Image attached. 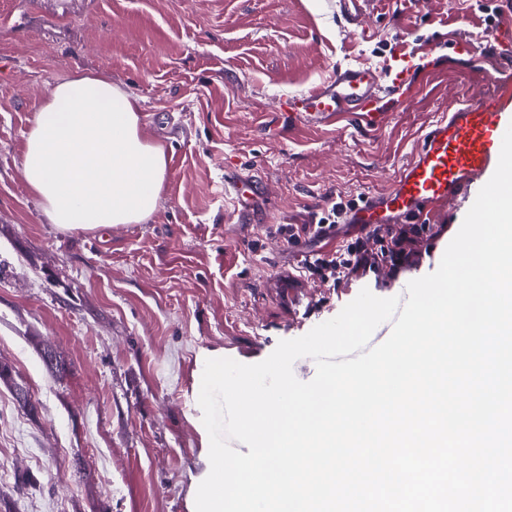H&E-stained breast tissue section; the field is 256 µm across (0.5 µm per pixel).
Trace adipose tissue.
I'll return each mask as SVG.
<instances>
[{"label":"adipose tissue","mask_w":512,"mask_h":512,"mask_svg":"<svg viewBox=\"0 0 512 512\" xmlns=\"http://www.w3.org/2000/svg\"><path fill=\"white\" fill-rule=\"evenodd\" d=\"M140 125L137 98L109 76L75 74L48 89L30 120L21 174L49 223L94 232L154 214L166 151Z\"/></svg>","instance_id":"adipose-tissue-1"}]
</instances>
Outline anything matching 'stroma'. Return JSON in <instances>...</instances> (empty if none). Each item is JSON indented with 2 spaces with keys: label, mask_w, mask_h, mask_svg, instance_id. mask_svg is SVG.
I'll list each match as a JSON object with an SVG mask.
<instances>
[{
  "label": "stroma",
  "mask_w": 512,
  "mask_h": 512,
  "mask_svg": "<svg viewBox=\"0 0 512 512\" xmlns=\"http://www.w3.org/2000/svg\"><path fill=\"white\" fill-rule=\"evenodd\" d=\"M19 2L0 0V361L33 407L0 382V512H193L198 352L258 363L361 289L406 297L469 206H439L436 236H411L401 266L307 277L295 302L278 282L301 270L276 226L388 189L430 121L493 91L491 35L512 28V0H484L496 20L471 0H378L355 29L336 0H45L21 26ZM460 38L471 54L455 52ZM398 40L427 54L379 130L288 124V97L337 65H381ZM79 72L136 95L144 134L165 146V191L144 223L63 232L25 186L29 121ZM238 174L261 184L243 219L224 193Z\"/></svg>",
  "instance_id": "35a3bbf8"
}]
</instances>
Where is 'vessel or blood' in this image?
Instances as JSON below:
<instances>
[{"instance_id":"vessel-or-blood-1","label":"vessel or blood","mask_w":512,"mask_h":512,"mask_svg":"<svg viewBox=\"0 0 512 512\" xmlns=\"http://www.w3.org/2000/svg\"><path fill=\"white\" fill-rule=\"evenodd\" d=\"M420 66L419 59L399 52L378 68L337 66L315 87L289 99L288 120L303 127L351 124L366 132L378 130L388 119L386 97L413 89ZM489 79L496 91L453 105L432 121L392 185L348 209L345 223L366 230L418 223L430 205L476 197L492 177L503 136L512 126V95L507 92L512 64L503 63Z\"/></svg>"}]
</instances>
